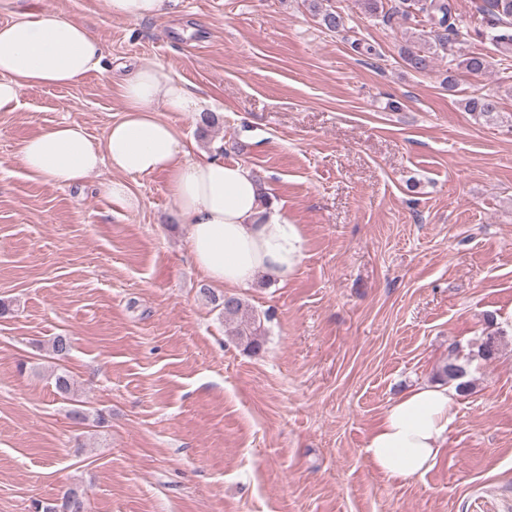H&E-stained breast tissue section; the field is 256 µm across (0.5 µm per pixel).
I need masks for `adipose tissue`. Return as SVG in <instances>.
I'll list each match as a JSON object with an SVG mask.
<instances>
[{
    "instance_id": "ef3b65f1",
    "label": "adipose tissue",
    "mask_w": 512,
    "mask_h": 512,
    "mask_svg": "<svg viewBox=\"0 0 512 512\" xmlns=\"http://www.w3.org/2000/svg\"><path fill=\"white\" fill-rule=\"evenodd\" d=\"M14 17L0 25V112L15 111L22 89L69 86L101 69L103 49L87 25L64 15L5 0ZM124 110L103 140L63 121L25 139L19 164L44 183L81 184L102 165L116 176L104 188L114 210L133 212L140 199L130 181L166 174L178 219L191 226L189 252L213 284L247 288L257 275L286 283L304 256L299 225L277 204L262 205V187L243 164L195 155L180 128L162 112L199 113L203 101L163 65L138 63L122 85ZM455 386L420 385L393 399L375 427L367 452L390 480L407 479L436 464L457 420Z\"/></svg>"
}]
</instances>
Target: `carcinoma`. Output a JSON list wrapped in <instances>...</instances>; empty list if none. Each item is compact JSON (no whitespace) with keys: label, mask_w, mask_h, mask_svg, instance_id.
Instances as JSON below:
<instances>
[{"label":"carcinoma","mask_w":512,"mask_h":512,"mask_svg":"<svg viewBox=\"0 0 512 512\" xmlns=\"http://www.w3.org/2000/svg\"><path fill=\"white\" fill-rule=\"evenodd\" d=\"M311 9L319 18V24L330 32L340 33L345 30V18L339 10L325 8L319 0H309ZM361 8L372 17H380L384 21L398 15L404 20L417 15L419 24L429 28L421 38V44L406 47L401 55L407 68L425 73L434 69L435 61L443 56L449 57L448 63L455 64L471 76H479L487 69V60L481 53H470L459 58L456 46L471 38L470 27L456 15L451 0H394L388 7L384 0H358ZM482 14L484 30L482 36L501 56L512 57V0H484L479 7ZM464 110L493 121L500 117L497 97L493 94H480L464 100ZM224 323L229 335L237 344L249 351L260 348L259 336L262 335L261 320L240 297L222 295ZM466 375L463 365L456 359H448L441 368V376L448 381L458 382V388L468 387L461 382Z\"/></svg>","instance_id":"cac0c4a2"}]
</instances>
